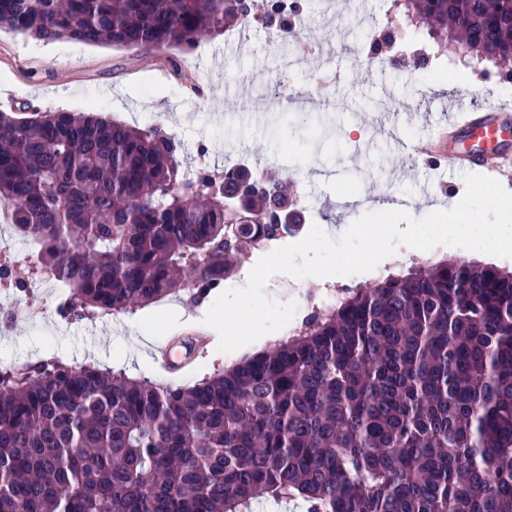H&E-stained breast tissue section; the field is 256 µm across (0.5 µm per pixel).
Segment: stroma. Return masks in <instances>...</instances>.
I'll use <instances>...</instances> for the list:
<instances>
[{"label":"stroma","instance_id":"35a3bbf8","mask_svg":"<svg viewBox=\"0 0 512 512\" xmlns=\"http://www.w3.org/2000/svg\"><path fill=\"white\" fill-rule=\"evenodd\" d=\"M389 12L400 31L411 38L398 66L362 62V43L380 39L384 26L376 16ZM301 37L319 42V52L298 50L292 41L273 40L256 25L250 48L239 53L233 30L204 38L196 64L173 70L171 51L116 49L73 41L35 42L0 30V112L22 107L42 111L83 112L90 106L127 125L146 128L161 121L182 143V169H221L244 157L247 165H269L289 174L302 199L305 222L289 243L304 239L312 225L335 235L344 225L338 201L342 193L366 198V211L384 202L408 205L415 217L455 206L466 190L462 174L445 168L413 165L399 143L425 137L446 123L441 103L458 98L479 106L490 101L512 103V82L499 77L501 63L477 60L452 50L437 55L425 25L412 24L387 0H357L346 19L324 15L308 0ZM341 67L345 81L330 89L326 107L278 104L261 111L253 89L287 74L294 94L313 91L321 77V61ZM433 81L419 78L421 69ZM446 184L444 193L422 199L418 183ZM324 290L314 278L273 277L268 298L289 303L316 300ZM208 303L176 297L117 317L72 319L59 313L34 312L0 326V364L36 363L56 357L71 366L98 363L123 368L132 376L160 381L165 372L155 362L156 347L175 336L199 335L206 345L180 372L187 383L223 368L228 353L218 351L217 332L204 324Z\"/></svg>","mask_w":512,"mask_h":512}]
</instances>
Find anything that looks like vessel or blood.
<instances>
[{"instance_id":"b4317fda","label":"vessel or blood","mask_w":512,"mask_h":512,"mask_svg":"<svg viewBox=\"0 0 512 512\" xmlns=\"http://www.w3.org/2000/svg\"><path fill=\"white\" fill-rule=\"evenodd\" d=\"M512 129V106L488 103L476 108L460 102L448 124L429 138L410 143L408 151L422 165L447 163L457 170L484 169L500 181L512 180V141L504 134Z\"/></svg>"}]
</instances>
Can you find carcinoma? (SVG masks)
Instances as JSON below:
<instances>
[{"mask_svg":"<svg viewBox=\"0 0 512 512\" xmlns=\"http://www.w3.org/2000/svg\"><path fill=\"white\" fill-rule=\"evenodd\" d=\"M432 34L512 61V0H405ZM254 18L258 0H0V30L45 43L175 48ZM158 122L0 112V203L36 244L31 278L75 317L205 301L278 223L288 177L181 171ZM512 512V273L440 261L316 309L292 335L193 384L59 361L0 370V512Z\"/></svg>","mask_w":512,"mask_h":512,"instance_id":"obj_1","label":"carcinoma"}]
</instances>
